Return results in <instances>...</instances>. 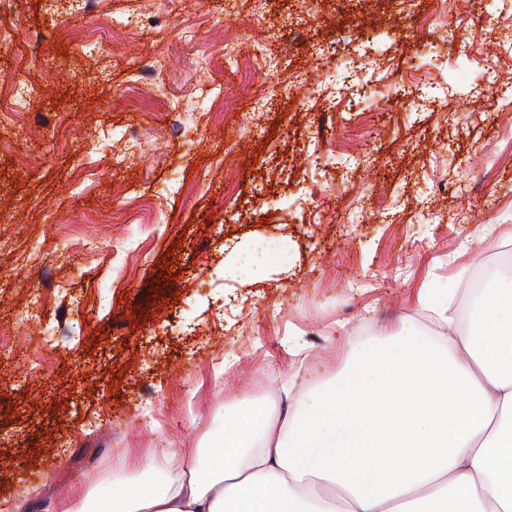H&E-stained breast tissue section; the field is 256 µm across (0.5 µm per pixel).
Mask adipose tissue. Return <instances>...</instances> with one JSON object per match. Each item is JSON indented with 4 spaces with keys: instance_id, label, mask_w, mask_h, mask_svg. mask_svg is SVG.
<instances>
[{
    "instance_id": "1",
    "label": "adipose tissue",
    "mask_w": 512,
    "mask_h": 512,
    "mask_svg": "<svg viewBox=\"0 0 512 512\" xmlns=\"http://www.w3.org/2000/svg\"><path fill=\"white\" fill-rule=\"evenodd\" d=\"M451 302L441 291L442 332L404 323L355 345L283 417L240 405L206 468L171 459L112 512H512V276L467 329Z\"/></svg>"
}]
</instances>
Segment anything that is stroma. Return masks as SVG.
Returning <instances> with one entry per match:
<instances>
[{
    "mask_svg": "<svg viewBox=\"0 0 512 512\" xmlns=\"http://www.w3.org/2000/svg\"><path fill=\"white\" fill-rule=\"evenodd\" d=\"M437 8L447 27L421 26ZM102 10L139 27L97 46L96 15L0 0V77L22 59L44 87L23 124L0 115V512H78L160 482L171 457L203 464L235 405L292 411L354 345L407 320L440 330L421 289H456L460 313L475 271L512 248V111L468 87L485 68L512 76V46L483 47L508 14L474 24L463 0H346L331 21L320 0ZM425 41L438 60L407 70ZM133 136L141 148L116 152ZM260 238L284 260L229 276Z\"/></svg>",
    "mask_w": 512,
    "mask_h": 512,
    "instance_id": "stroma-1",
    "label": "stroma"
}]
</instances>
